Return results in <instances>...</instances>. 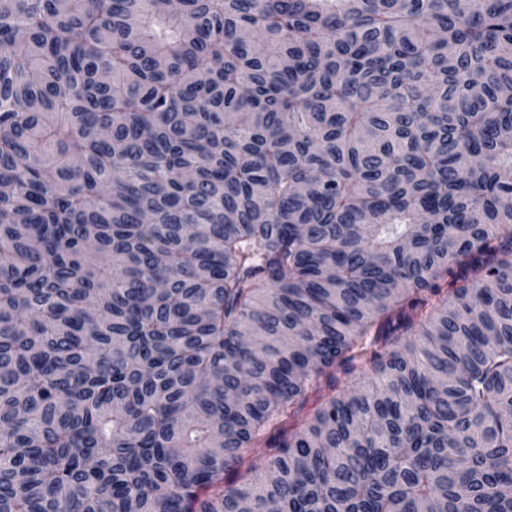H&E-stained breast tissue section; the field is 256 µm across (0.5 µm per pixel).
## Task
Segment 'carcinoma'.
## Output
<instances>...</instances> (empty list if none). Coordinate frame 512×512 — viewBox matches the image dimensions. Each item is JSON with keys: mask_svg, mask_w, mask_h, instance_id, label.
<instances>
[{"mask_svg": "<svg viewBox=\"0 0 512 512\" xmlns=\"http://www.w3.org/2000/svg\"><path fill=\"white\" fill-rule=\"evenodd\" d=\"M271 505L512 512V0H0V512Z\"/></svg>", "mask_w": 512, "mask_h": 512, "instance_id": "carcinoma-1", "label": "carcinoma"}]
</instances>
